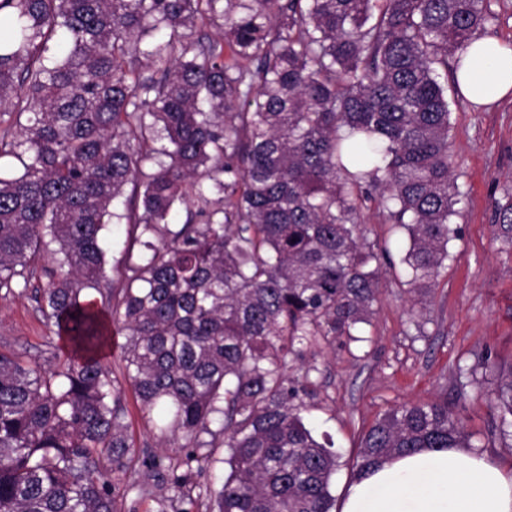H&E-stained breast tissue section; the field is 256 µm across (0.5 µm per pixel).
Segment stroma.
<instances>
[{"label":"stroma","mask_w":512,"mask_h":512,"mask_svg":"<svg viewBox=\"0 0 512 512\" xmlns=\"http://www.w3.org/2000/svg\"><path fill=\"white\" fill-rule=\"evenodd\" d=\"M448 97L450 154L463 201L446 268L427 293L410 292L401 262L406 232L365 213L368 241L391 251L381 267L376 313L359 340L324 347L316 372L299 364L290 372L308 427L342 456L333 480L338 497L351 479L361 429L404 403L447 399L477 452L512 469V440L500 436L495 407L496 389L512 373V226L495 221L496 201L512 190V98L477 106L453 90ZM44 283L34 274L29 289L0 299V350L44 358L51 332L33 298ZM126 405L136 450L168 457L179 472L190 473L182 512H209L220 464L188 460L134 394H127ZM161 499L156 479L137 485L124 479L116 489L118 512H159Z\"/></svg>","instance_id":"obj_1"}]
</instances>
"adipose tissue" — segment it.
I'll list each match as a JSON object with an SVG mask.
<instances>
[{
	"label": "adipose tissue",
	"instance_id": "1",
	"mask_svg": "<svg viewBox=\"0 0 512 512\" xmlns=\"http://www.w3.org/2000/svg\"><path fill=\"white\" fill-rule=\"evenodd\" d=\"M456 72L462 94L491 104L512 94V48L473 41ZM339 512H512V474L467 448H421L357 474Z\"/></svg>",
	"mask_w": 512,
	"mask_h": 512
}]
</instances>
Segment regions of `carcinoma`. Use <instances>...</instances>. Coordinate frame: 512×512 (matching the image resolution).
Listing matches in <instances>:
<instances>
[{
	"label": "carcinoma",
	"mask_w": 512,
	"mask_h": 512,
	"mask_svg": "<svg viewBox=\"0 0 512 512\" xmlns=\"http://www.w3.org/2000/svg\"><path fill=\"white\" fill-rule=\"evenodd\" d=\"M489 17L488 0H0V297L57 244L35 299L62 342L0 352V512H117L128 387L188 457L224 449L213 512H333L339 455L288 369L375 313L363 210L406 231L411 291L445 267L448 57ZM496 213L512 224V192ZM111 222L144 251L118 287ZM497 408L512 437V375ZM469 447L448 400L404 404L362 431L355 469ZM142 465L184 494L189 474Z\"/></svg>",
	"instance_id": "1"
}]
</instances>
